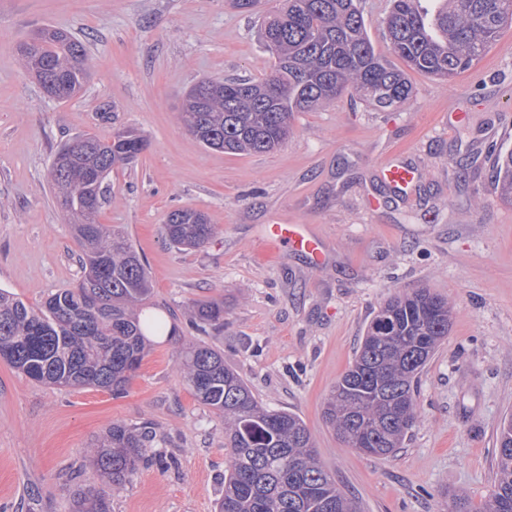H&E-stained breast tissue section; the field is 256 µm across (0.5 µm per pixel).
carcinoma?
<instances>
[{
	"mask_svg": "<svg viewBox=\"0 0 512 512\" xmlns=\"http://www.w3.org/2000/svg\"><path fill=\"white\" fill-rule=\"evenodd\" d=\"M391 0L385 18L390 54L374 47L359 0H284L263 17L260 35L274 59L254 80L202 79L182 101L180 119L205 148L231 154L271 152L292 132L296 112L345 96L378 110L399 107L413 90L410 73L450 80L473 68L512 27V0ZM23 68L50 99L67 101L89 78L85 45L71 32L45 25L18 47ZM146 143L133 130L102 139L83 134L52 155L56 204L80 242L83 277L27 306L0 289V358L48 386L96 387L123 394L146 353L147 329L160 320L142 313L152 281L142 256L99 222L106 180L132 163ZM496 192L512 204V149L494 159ZM170 245L197 249L216 234L195 209L169 214L162 226ZM448 302L422 288L397 294L370 319L351 366L332 386L323 417L341 441L360 453L387 458L417 422L420 374L448 336ZM190 322L224 324V300L194 305ZM180 373L195 399L224 417L230 461L217 512H359L316 456L304 421L263 407L224 354L206 344L185 348ZM145 428L114 423L87 451L102 487L77 486L72 512H112V491L123 488L147 457ZM497 481L478 512H512V414L496 435Z\"/></svg>",
	"mask_w": 512,
	"mask_h": 512,
	"instance_id": "1",
	"label": "carcinoma"
}]
</instances>
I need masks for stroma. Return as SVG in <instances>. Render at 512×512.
I'll return each instance as SVG.
<instances>
[{"label": "stroma", "mask_w": 512, "mask_h": 512, "mask_svg": "<svg viewBox=\"0 0 512 512\" xmlns=\"http://www.w3.org/2000/svg\"><path fill=\"white\" fill-rule=\"evenodd\" d=\"M259 15L230 0H0V288L39 307L83 275L80 246L50 190L55 148L75 136L133 129L148 145L112 171L99 216L144 258L149 309L175 326L158 337L118 397L55 388L0 360V512H70L75 484L100 480L85 454L112 423L148 427L172 455L141 466L112 494V512H215L230 450L224 419L199 403L177 371L182 343L224 354L266 407L298 414L323 468L360 512H443L466 492L473 507L496 481L494 448L512 412V205L491 179L512 149V30L452 80L413 75L396 110L347 97L296 113L277 150L245 155L203 147L179 119L200 79L268 75ZM53 25L87 47L83 93L56 102L24 70L18 44ZM463 111L452 127L449 114ZM413 165L404 198L380 165ZM191 207L216 227L203 247L166 244L170 212ZM306 224L326 260L267 248L266 225ZM427 288L455 314L418 385L419 419L403 448L368 457L344 445L323 402L349 368L373 313L391 295ZM224 301V326L200 333L188 313Z\"/></svg>", "instance_id": "stroma-1"}]
</instances>
